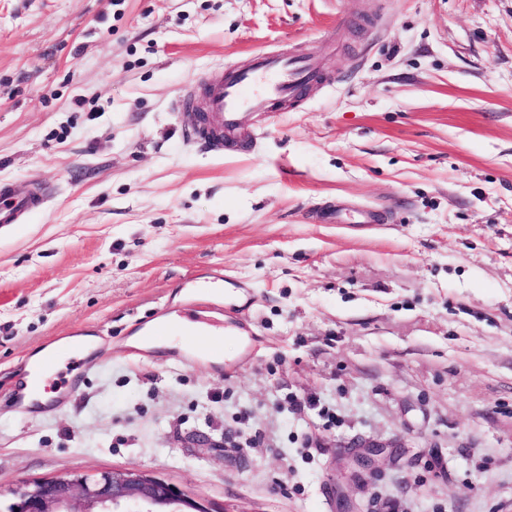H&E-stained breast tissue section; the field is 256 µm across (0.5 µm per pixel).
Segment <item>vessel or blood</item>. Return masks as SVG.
I'll return each mask as SVG.
<instances>
[{"label":"vessel or blood","mask_w":512,"mask_h":512,"mask_svg":"<svg viewBox=\"0 0 512 512\" xmlns=\"http://www.w3.org/2000/svg\"><path fill=\"white\" fill-rule=\"evenodd\" d=\"M319 74L314 58L285 51L259 50L246 68L227 67L224 74L209 79L202 90L189 87L179 93L175 111L192 114L185 131L188 140L215 153L246 146L243 135L250 113L280 105L297 107L307 86ZM50 197L45 188L25 191L0 184V230L24 223L28 214ZM160 336L188 337L192 348L202 353L216 349V339L202 318L192 315L161 324Z\"/></svg>","instance_id":"obj_1"}]
</instances>
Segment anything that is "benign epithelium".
I'll return each mask as SVG.
<instances>
[{
  "label": "benign epithelium",
  "instance_id": "7a95c632",
  "mask_svg": "<svg viewBox=\"0 0 512 512\" xmlns=\"http://www.w3.org/2000/svg\"><path fill=\"white\" fill-rule=\"evenodd\" d=\"M352 457L371 468L384 445H363ZM12 512H215L209 505L151 473L128 469L92 475L70 472L25 481L10 491Z\"/></svg>",
  "mask_w": 512,
  "mask_h": 512
}]
</instances>
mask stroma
Listing matches in <instances>:
<instances>
[{
    "instance_id": "obj_1",
    "label": "stroma",
    "mask_w": 512,
    "mask_h": 512,
    "mask_svg": "<svg viewBox=\"0 0 512 512\" xmlns=\"http://www.w3.org/2000/svg\"><path fill=\"white\" fill-rule=\"evenodd\" d=\"M260 49L321 77L189 144L173 99ZM0 183L51 190L0 231L1 504L141 469L221 512H512V0H0ZM204 303L219 358L137 348Z\"/></svg>"
}]
</instances>
